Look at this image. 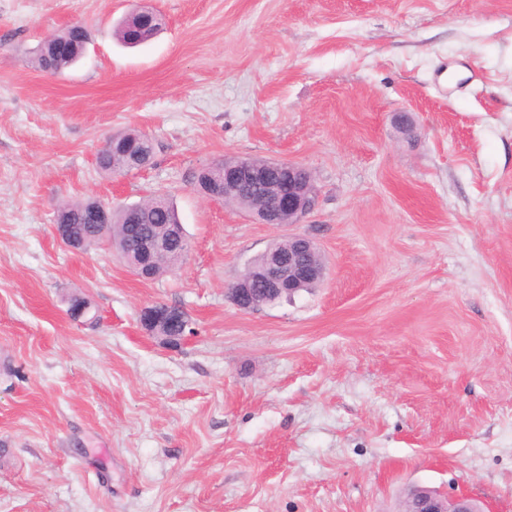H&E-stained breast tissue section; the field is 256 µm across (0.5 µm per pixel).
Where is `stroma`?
I'll use <instances>...</instances> for the list:
<instances>
[{"label": "stroma", "mask_w": 512, "mask_h": 512, "mask_svg": "<svg viewBox=\"0 0 512 512\" xmlns=\"http://www.w3.org/2000/svg\"><path fill=\"white\" fill-rule=\"evenodd\" d=\"M146 4L163 28L128 48L133 0H0V512H398L412 484L512 512V0ZM77 21L82 59L35 68ZM131 129L151 164L100 171ZM225 157L307 167L316 210L203 198ZM152 197L190 242L157 280L55 234L63 203ZM298 235L323 280L237 308ZM153 16L159 19V17L155 13L150 11L147 7L140 6L133 11V13L128 18V21L130 23V27L136 28L140 21L151 19ZM130 27H128V22H126L125 24L122 22L115 28L113 35L119 42L125 45L132 44L129 32Z\"/></svg>", "instance_id": "35a3bbf8"}]
</instances>
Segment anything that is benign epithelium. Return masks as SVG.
<instances>
[{
    "label": "benign epithelium",
    "mask_w": 512,
    "mask_h": 512,
    "mask_svg": "<svg viewBox=\"0 0 512 512\" xmlns=\"http://www.w3.org/2000/svg\"><path fill=\"white\" fill-rule=\"evenodd\" d=\"M281 173L288 178V193L279 198L274 207L259 206L251 212L253 219L262 224H298L317 205L318 196L310 189V172L302 165L282 161L255 164L253 158H237L235 161L217 160L202 166L199 172L213 179L214 183L224 186V200L235 198L244 182L259 183L268 171ZM208 199L218 202L222 199L213 195ZM112 207L98 202L91 211L92 223L96 224L98 236L108 239L109 225L106 220ZM172 237L179 239L182 249L172 252L168 249L167 239L144 237L139 241L137 251L124 255L131 271L140 279H149L145 260H154L167 256L176 267L186 256L188 240L184 236L183 226L171 229ZM317 247L304 236L288 239V247L275 245L261 255V266H250L240 279L229 289L233 303L241 309H249L259 304V300L250 297L247 291L251 285L258 284L263 291L274 297L284 294L293 297L302 288L320 282L324 277V267L315 261ZM166 308L162 305L145 310L141 320L148 331L165 322ZM407 512H482L473 500L463 497H448L437 490L416 485L406 493Z\"/></svg>",
    "instance_id": "obj_1"
}]
</instances>
